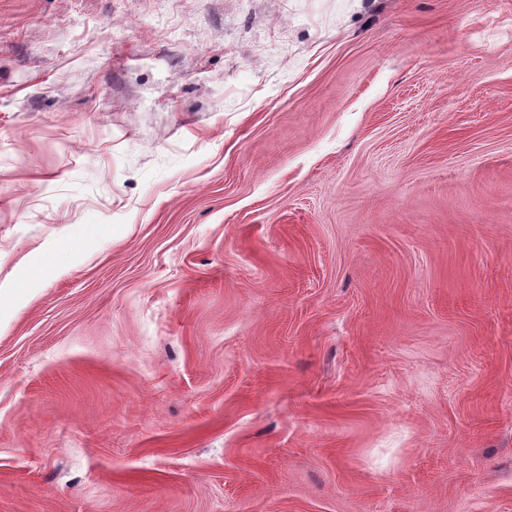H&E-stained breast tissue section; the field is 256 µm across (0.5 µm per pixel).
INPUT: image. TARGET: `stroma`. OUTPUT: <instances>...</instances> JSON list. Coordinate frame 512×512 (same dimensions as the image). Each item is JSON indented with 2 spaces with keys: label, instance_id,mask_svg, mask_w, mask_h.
I'll return each instance as SVG.
<instances>
[{
  "label": "stroma",
  "instance_id": "obj_1",
  "mask_svg": "<svg viewBox=\"0 0 512 512\" xmlns=\"http://www.w3.org/2000/svg\"><path fill=\"white\" fill-rule=\"evenodd\" d=\"M0 512H512V0H0ZM32 288H20L18 281L5 279L0 281V307H18V303L24 298L27 290Z\"/></svg>",
  "mask_w": 512,
  "mask_h": 512
}]
</instances>
